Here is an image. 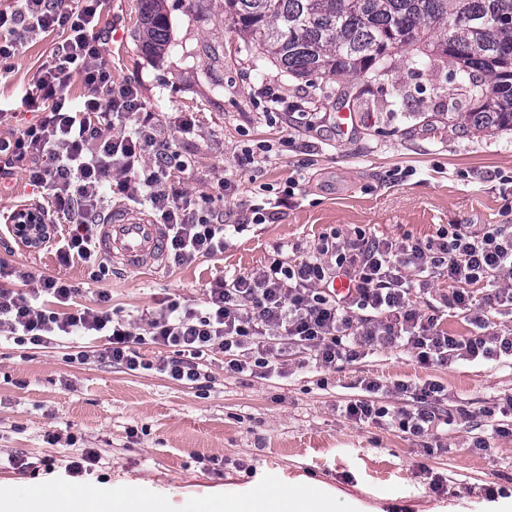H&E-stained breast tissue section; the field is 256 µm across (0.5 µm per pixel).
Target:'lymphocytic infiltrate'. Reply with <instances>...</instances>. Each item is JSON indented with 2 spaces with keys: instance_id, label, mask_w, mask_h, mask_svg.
Listing matches in <instances>:
<instances>
[{
  "instance_id": "obj_1",
  "label": "lymphocytic infiltrate",
  "mask_w": 512,
  "mask_h": 512,
  "mask_svg": "<svg viewBox=\"0 0 512 512\" xmlns=\"http://www.w3.org/2000/svg\"><path fill=\"white\" fill-rule=\"evenodd\" d=\"M103 0H14L0 10V69L9 70L17 48L29 37L54 36L48 58L25 92L40 109L36 122L0 138V179L24 173L42 202L11 209L0 234L29 248H51L61 265L86 263L93 279L109 267L97 248L98 216L107 195L149 206L166 229L174 262L189 265L224 250V212L210 194H189L177 179L187 161L161 139L137 88L114 85L103 60ZM41 227L39 237L24 231ZM447 277L448 291L432 293L435 278ZM0 335L39 346L57 336L107 334L101 359L135 371L145 368V341L171 348L159 371L200 388L210 376L204 363L223 354L236 374L265 375L296 347L321 368L359 357L360 347L386 346L415 352L419 363L449 364L456 358L512 360V329L490 330L488 314L512 305V224H487L481 231L452 224L436 243L412 235L398 240L365 230H336L320 237L299 261L278 260L247 274L215 281L200 309L171 302L152 317L148 335L116 317L99 292L95 305H74L76 288L55 275L33 278L22 267L0 263ZM37 280L33 292L24 283ZM345 280L344 291L334 288ZM485 287L475 297L474 287ZM426 306H419L420 297ZM470 312L477 333H443L444 312ZM414 408L390 412L369 400H354L346 413L355 421H397L402 431L424 437L437 429L443 389L435 383L400 385Z\"/></svg>"
}]
</instances>
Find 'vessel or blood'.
Instances as JSON below:
<instances>
[{
  "label": "vessel or blood",
  "instance_id": "b4317fda",
  "mask_svg": "<svg viewBox=\"0 0 512 512\" xmlns=\"http://www.w3.org/2000/svg\"><path fill=\"white\" fill-rule=\"evenodd\" d=\"M164 236L163 225L125 207L110 211L101 224L98 248L126 269L139 271L162 259Z\"/></svg>",
  "mask_w": 512,
  "mask_h": 512
}]
</instances>
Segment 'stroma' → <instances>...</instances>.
Segmentation results:
<instances>
[{
    "label": "stroma",
    "instance_id": "35a3bbf8",
    "mask_svg": "<svg viewBox=\"0 0 512 512\" xmlns=\"http://www.w3.org/2000/svg\"><path fill=\"white\" fill-rule=\"evenodd\" d=\"M139 0H108L102 26L111 28L107 60L118 84L137 87L160 134L191 162L181 178L192 194L213 192L231 180L222 203L228 228L223 253L141 271L112 266L101 281L82 263L60 265L50 249L0 240V262L33 275H56L92 303L107 292L119 315L148 331L154 313L170 302L197 304L211 282L252 272L273 260L288 263L297 248L314 247L330 229L362 227L399 239L431 242L440 228L512 224V131L470 134L448 126L449 112L471 107L461 81H449L447 63L405 65L382 77L372 92L345 83L344 101L319 112L269 113L267 90L299 103L300 82L272 64L257 67L240 50L224 17V0H165L171 41L146 54L136 35ZM52 43L28 38L0 77V137L33 114L21 91ZM349 112V132L337 113ZM191 119L194 132L179 126ZM268 146L266 163H241L243 147ZM291 197H284L288 181ZM279 200L267 221H251V206ZM100 336H66L46 346L17 345L0 335V457L49 463V470L0 469V492L60 483L68 456L95 451L99 466L83 482L104 491L119 486L166 500L174 512L189 501L247 491L276 476L306 481L354 500L356 512H504L505 498L487 502L483 490H512V434L499 436L487 407L512 396V364L459 359L423 366L412 352L385 347L323 370L292 351L265 377L234 374L224 357H209L207 388H194L155 370L130 371L81 360L103 349ZM377 380L374 399L397 409L411 404L399 384L437 383L441 410L454 421L442 427L440 448L425 453L421 439L395 427L358 423L347 401L364 398L365 379ZM56 434L49 444L48 434ZM485 439L486 449L474 448ZM443 480L433 492L432 476Z\"/></svg>",
    "mask_w": 512,
    "mask_h": 512
}]
</instances>
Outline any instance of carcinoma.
Listing matches in <instances>:
<instances>
[{"label":"carcinoma","instance_id":"cac0c4a2","mask_svg":"<svg viewBox=\"0 0 512 512\" xmlns=\"http://www.w3.org/2000/svg\"><path fill=\"white\" fill-rule=\"evenodd\" d=\"M163 0H140L136 34L160 55L169 44ZM245 50L296 80L325 82L397 68V56L439 59L484 92L448 125L512 131V0H224Z\"/></svg>","mask_w":512,"mask_h":512}]
</instances>
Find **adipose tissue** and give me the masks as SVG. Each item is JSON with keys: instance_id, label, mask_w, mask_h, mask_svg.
Returning <instances> with one entry per match:
<instances>
[{"instance_id": "adipose-tissue-1", "label": "adipose tissue", "mask_w": 512, "mask_h": 512, "mask_svg": "<svg viewBox=\"0 0 512 512\" xmlns=\"http://www.w3.org/2000/svg\"><path fill=\"white\" fill-rule=\"evenodd\" d=\"M349 501L313 486L291 482L244 495H227L210 512H350ZM0 512H170L167 502L116 488L104 493L91 485L60 484L52 490L26 488L0 496Z\"/></svg>"}]
</instances>
